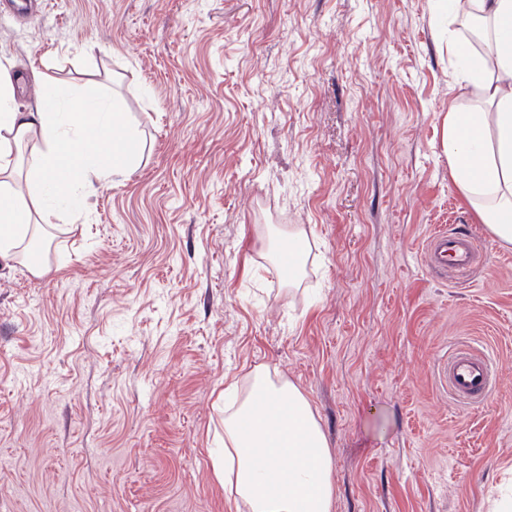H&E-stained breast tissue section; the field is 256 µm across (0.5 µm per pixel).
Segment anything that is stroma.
<instances>
[{
  "label": "stroma",
  "instance_id": "stroma-1",
  "mask_svg": "<svg viewBox=\"0 0 512 512\" xmlns=\"http://www.w3.org/2000/svg\"><path fill=\"white\" fill-rule=\"evenodd\" d=\"M434 0H39L0 59L116 97L126 179L63 211L47 270L0 262V512H242L217 481L224 388L309 399L333 512H490L512 497V244L450 176L449 37ZM308 240L280 277L269 227ZM477 237L463 277L423 262ZM458 341L500 369L463 408Z\"/></svg>",
  "mask_w": 512,
  "mask_h": 512
}]
</instances>
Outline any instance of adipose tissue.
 <instances>
[{"label": "adipose tissue", "mask_w": 512, "mask_h": 512, "mask_svg": "<svg viewBox=\"0 0 512 512\" xmlns=\"http://www.w3.org/2000/svg\"><path fill=\"white\" fill-rule=\"evenodd\" d=\"M449 22L467 17L488 34L485 56L452 40L462 58L457 79L479 89L483 108L449 109L444 149L463 197L495 240L512 243V0H437ZM33 101L16 103L15 78L0 64V259L16 257L61 209L84 207L95 184L136 170L140 140L119 104L93 90L32 73ZM29 150L26 187L12 173ZM224 406L220 484L232 487L246 512H332L336 489L330 449L307 397L262 370Z\"/></svg>", "instance_id": "adipose-tissue-1"}]
</instances>
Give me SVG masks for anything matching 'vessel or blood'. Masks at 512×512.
Here are the masks:
<instances>
[{"mask_svg":"<svg viewBox=\"0 0 512 512\" xmlns=\"http://www.w3.org/2000/svg\"><path fill=\"white\" fill-rule=\"evenodd\" d=\"M476 251L473 235L440 231L430 237L425 261L434 267L462 272L472 265ZM439 378L457 402L484 403L496 387L494 355L487 349L460 347L441 366Z\"/></svg>","mask_w":512,"mask_h":512,"instance_id":"1","label":"vessel or blood"}]
</instances>
